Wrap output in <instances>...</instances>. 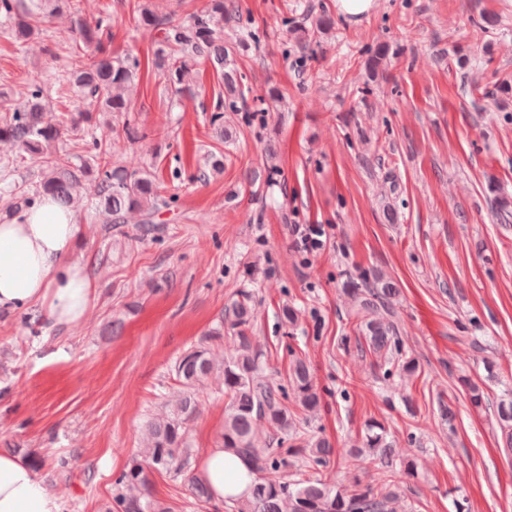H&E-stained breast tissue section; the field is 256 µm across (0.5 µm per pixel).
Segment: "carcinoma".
<instances>
[{
  "label": "carcinoma",
  "mask_w": 512,
  "mask_h": 512,
  "mask_svg": "<svg viewBox=\"0 0 512 512\" xmlns=\"http://www.w3.org/2000/svg\"><path fill=\"white\" fill-rule=\"evenodd\" d=\"M68 0H0V19H16L13 40L23 45L32 36L46 32L59 4ZM232 0H208L203 10L176 22L158 15L145 6L139 24L160 33L154 52V65L181 82L187 63L197 59L208 61L224 81L227 96L242 95V76L234 67L236 50L261 39L257 32L240 27V17L231 6ZM235 23L239 28L234 40H224V27ZM75 43L88 52L84 67L69 77L75 96L82 103L105 112L130 111L122 91L137 79L138 59L130 55H112L104 45L112 40V18L101 14L90 22L74 20ZM8 115L0 121V141L12 142L21 155L38 163L41 175L32 188L18 186L10 190L6 212L13 217L27 210L37 199L49 197L63 208L78 202L81 179L92 176L97 183L99 207L106 223H127V214L141 216L140 232L146 236L158 231L156 217L168 209L174 197L159 191L153 173L145 169H128L112 165L108 145L90 137L84 143V154L70 155L55 150V144L69 131L89 121L91 113H61L47 116L43 88L31 81L25 101L15 105L0 102ZM344 291L357 306L355 324L358 348L376 358L378 366H391L401 376L419 374V363L407 354L399 338L398 323L393 320L392 300L399 293L397 285L381 278L365 279V287L348 281ZM253 326L251 296L243 293L224 306L218 326L207 333L198 346L184 352L174 363V371L184 391L171 409L146 425L145 462H134L115 483L112 493L113 512H166L153 497L149 474L165 473L173 478L183 474L188 464L186 455L187 425L199 413L202 389L214 372L210 343L224 338V333L238 340L237 355L224 360V431L220 447L231 450L249 463L254 479L250 493L230 501L233 512H393L391 504L398 497V487L389 482L379 487L360 481L352 485H334L313 476L293 483L282 480L281 472L293 469L301 475L327 468L334 461L335 448L322 438L311 436L288 406V393H293L295 407L314 413L322 403L306 358L287 350L289 386L264 381V354L252 345L249 331ZM496 416L504 432V448L512 453V392L496 402ZM265 421L271 433L259 444L256 424ZM394 441L386 427L371 420L348 452L369 459L388 472L403 468L409 477L415 474L411 460L396 462ZM195 505L211 503L208 487L199 479H188Z\"/></svg>",
  "instance_id": "1"
}]
</instances>
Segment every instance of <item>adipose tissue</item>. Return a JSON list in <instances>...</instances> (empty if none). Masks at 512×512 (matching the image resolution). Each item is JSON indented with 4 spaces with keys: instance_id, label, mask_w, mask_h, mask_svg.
Returning <instances> with one entry per match:
<instances>
[{
    "instance_id": "adipose-tissue-1",
    "label": "adipose tissue",
    "mask_w": 512,
    "mask_h": 512,
    "mask_svg": "<svg viewBox=\"0 0 512 512\" xmlns=\"http://www.w3.org/2000/svg\"><path fill=\"white\" fill-rule=\"evenodd\" d=\"M84 230L74 210L48 198L0 223V309L41 306L54 324L82 322L95 288L86 264L68 253ZM198 476L217 506L225 497L243 495L251 483L247 462L221 448L208 451ZM0 512H61V507L27 462L0 452Z\"/></svg>"
}]
</instances>
